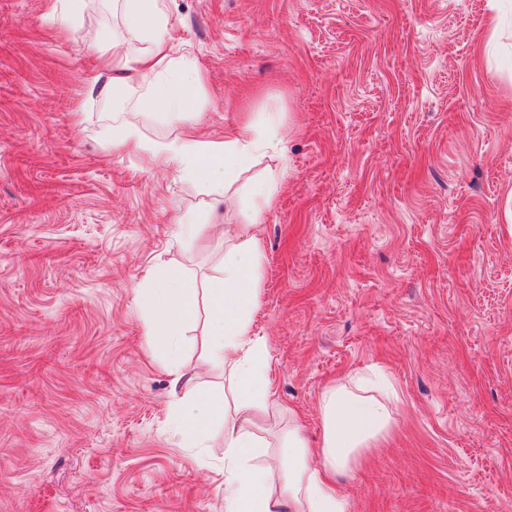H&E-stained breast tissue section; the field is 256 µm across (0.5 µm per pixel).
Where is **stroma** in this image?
<instances>
[{"mask_svg": "<svg viewBox=\"0 0 512 512\" xmlns=\"http://www.w3.org/2000/svg\"><path fill=\"white\" fill-rule=\"evenodd\" d=\"M49 6L0 0V512H224V427L182 447L134 287L156 263L204 281L224 243L176 242L179 219L249 206L112 148L82 87L112 4L64 37ZM169 7L200 137L286 131L241 177L282 173L259 226L264 435L293 412L318 438L324 391L379 371L395 421L342 478L348 512H512V0Z\"/></svg>", "mask_w": 512, "mask_h": 512, "instance_id": "obj_1", "label": "stroma"}]
</instances>
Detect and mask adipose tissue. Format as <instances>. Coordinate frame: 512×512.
Instances as JSON below:
<instances>
[{
  "label": "adipose tissue",
  "mask_w": 512,
  "mask_h": 512,
  "mask_svg": "<svg viewBox=\"0 0 512 512\" xmlns=\"http://www.w3.org/2000/svg\"><path fill=\"white\" fill-rule=\"evenodd\" d=\"M118 27L95 32L90 45L99 68L83 77L86 93L104 107L125 88L130 74L149 82L131 106L135 112H158L170 123L188 126L201 112L202 77L188 55L174 53V26L168 0H113ZM284 126L267 120L244 127L221 142L186 135L170 141L145 139L139 127L120 119L112 124V146L130 145L151 165L196 183L203 194L233 203L241 194L251 202V221L234 227L210 225L226 246L217 275L197 290L165 264L148 267L136 290L146 309L143 329L153 355L162 359L173 385L183 393L172 419L188 445L201 443L216 420L224 422V512H347L338 482L363 455L384 439L394 421L393 398L381 381L352 377L328 390L321 401L323 433L310 447L301 426L290 422L278 436L273 464L262 458L268 446L256 420L272 390L263 344L252 333L261 296L262 252L254 226L271 212L278 181L266 177L239 190L240 174L259 157H282ZM206 301L204 361L223 366L224 393L202 390L188 376L180 355V336Z\"/></svg>",
  "instance_id": "adipose-tissue-1"
}]
</instances>
